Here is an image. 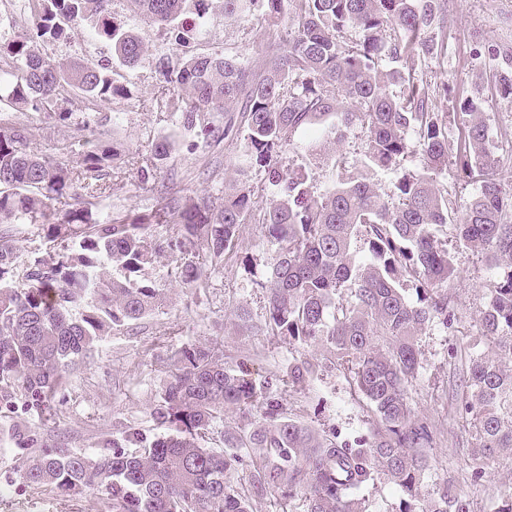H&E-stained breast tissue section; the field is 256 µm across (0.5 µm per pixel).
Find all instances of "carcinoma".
Wrapping results in <instances>:
<instances>
[{
  "instance_id": "cac0c4a2",
  "label": "carcinoma",
  "mask_w": 512,
  "mask_h": 512,
  "mask_svg": "<svg viewBox=\"0 0 512 512\" xmlns=\"http://www.w3.org/2000/svg\"><path fill=\"white\" fill-rule=\"evenodd\" d=\"M145 20L188 41V33L220 17L257 14L278 19L283 49L263 71L241 52L163 55L155 69L163 84L160 107L205 144L244 141L246 156L267 168L270 199L253 213L245 178L224 181V196L191 197L160 187L149 213H104L99 198L116 148L103 142L64 147L78 154L68 167L33 147L25 126L0 130V226L32 224L54 244L23 269L12 235L0 231V413L16 400L41 413L61 396L71 371L112 331L160 309L167 289L143 276L160 259L169 281L200 288L207 268L236 247L249 219L264 227L272 250L266 280V332L316 353L303 355L259 389L244 364L224 361L214 346H188L168 358L169 376L152 409L170 434L147 440L124 425L96 453L62 448L14 422L9 437L25 483L63 497L97 494L106 512H250L253 495L277 492V512L297 499L305 512H367L358 492L380 474L403 494L399 512H481L454 489L450 476L435 483L428 507L417 510L419 488L431 477L437 433L417 414L408 388L421 368L418 336L454 328L448 301L454 256L441 238L453 227L455 244L503 275L486 284L478 335L493 356L470 358L467 380L452 407L471 429L469 480L479 484L485 464H512V183L497 177L501 157L471 100L462 111L436 112L448 94L417 77L438 55L432 35L445 28L439 0H128ZM112 0H20L29 23L0 45V106L25 107L61 123V103L83 94L95 112L126 94L113 66L75 59L55 64L36 50L59 40L87 11L124 66L145 54L133 29L111 20ZM392 85L399 94L388 92ZM336 117V142L361 134L363 158L336 155V186L314 184L313 152L283 163L295 138ZM457 130L448 140V124ZM416 141L419 168L404 163ZM480 190L459 205L440 186L448 154ZM153 167L169 159V142L153 145ZM400 170L393 189L380 191L375 171ZM68 199V207L53 202ZM166 224L170 233L155 234ZM117 268L122 276L112 275ZM415 285L417 299L405 295ZM346 378L367 407L368 432L342 440L332 427L285 416L280 385L332 372ZM234 410L255 428L226 429L217 421ZM35 448L37 452L28 453ZM254 470L252 488L231 480Z\"/></svg>"
}]
</instances>
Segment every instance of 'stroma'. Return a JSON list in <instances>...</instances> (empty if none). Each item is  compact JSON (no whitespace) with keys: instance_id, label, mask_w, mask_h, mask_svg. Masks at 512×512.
Masks as SVG:
<instances>
[{"instance_id":"35a3bbf8","label":"stroma","mask_w":512,"mask_h":512,"mask_svg":"<svg viewBox=\"0 0 512 512\" xmlns=\"http://www.w3.org/2000/svg\"><path fill=\"white\" fill-rule=\"evenodd\" d=\"M446 28L445 55L440 62L422 67L421 76L432 83H447V95L437 97L439 112L458 111L463 100L479 104L489 136L503 159L500 175L512 181V97L497 89L500 73L512 71V0H444ZM116 21L134 27L149 49L136 67L115 66L116 83L126 86L127 94L102 106L108 115L109 139L117 148L101 201L104 211L148 212L157 208L158 198L149 185L141 183L132 164L133 153H149L156 138L171 140L173 150L166 169L156 179L168 182L181 195L224 191V169L243 152L242 143L194 144L181 134L178 123L155 111L159 78L154 70L156 56L175 52L174 37L150 25L134 13L128 0H114ZM97 19L85 17L69 29L65 38L43 43L40 53L54 63L75 58L108 59L112 48L95 33ZM272 23L251 18L214 21L190 34V45L198 52L238 51L249 56L254 68H262L269 47L275 41ZM86 102L74 96L62 105L71 121L59 124L44 114L24 109L0 110V127L27 125L38 151L55 155L59 141L85 117ZM328 124L306 130L299 145L314 146L321 159L315 170L319 190L335 184L333 157L343 152L347 161L360 158L363 147L358 132H350L343 146H336ZM269 245L261 225L244 224L233 252L208 269L199 288H184L169 282L166 263L146 271L148 278L168 287L164 307L152 315L114 331L92 356L75 370L63 399L51 415L16 410L11 417H0V427L20 421L42 433L51 434L66 448L92 453L101 441L112 435L115 424L129 422L142 429L147 438L165 434L164 426L152 417L168 357L185 345H215L227 361L245 362L256 385L284 373L289 363L300 357L298 345L260 332L266 317L267 297L260 283L266 277ZM455 275L448 282V298L455 305L459 332L451 337L439 328H429L419 338L421 374L408 391L416 412L428 415L440 435L433 449L434 478L452 474L456 486L482 506L489 507L505 492H512V467H493L480 485L471 484L465 474L470 465L471 438L450 409L459 377L474 348L470 337L476 331L479 314L487 301L486 283L492 272L467 250L454 254ZM245 308L249 328L238 325L233 312ZM458 343L462 354L449 358L448 346ZM283 403L288 414L317 418L325 426L336 427L345 436L362 432L366 406L351 392L343 375L329 374L321 380L286 387ZM0 512H104L101 498L82 496L60 499L52 493L27 486L17 469L15 450L7 435L0 434Z\"/></svg>"}]
</instances>
